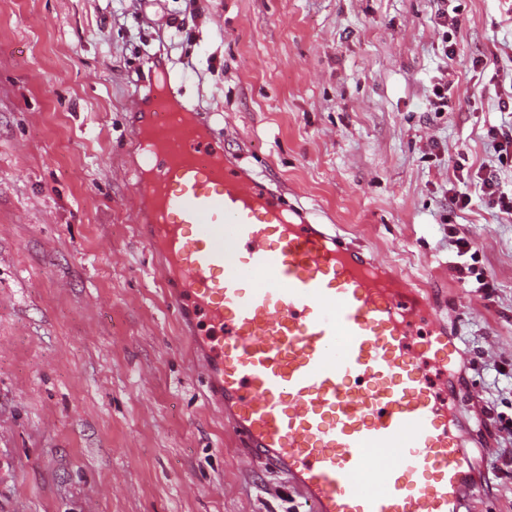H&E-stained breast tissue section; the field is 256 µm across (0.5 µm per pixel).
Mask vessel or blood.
<instances>
[{"label": "vessel or blood", "instance_id": "b4317fda", "mask_svg": "<svg viewBox=\"0 0 512 512\" xmlns=\"http://www.w3.org/2000/svg\"><path fill=\"white\" fill-rule=\"evenodd\" d=\"M136 91V219L190 311L212 400L311 512H475L455 395L462 352L403 275L288 201L227 151L203 113Z\"/></svg>", "mask_w": 512, "mask_h": 512}]
</instances>
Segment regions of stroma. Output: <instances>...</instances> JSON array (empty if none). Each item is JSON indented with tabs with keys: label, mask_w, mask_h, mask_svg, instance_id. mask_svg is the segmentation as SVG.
I'll use <instances>...</instances> for the list:
<instances>
[{
	"label": "stroma",
	"mask_w": 512,
	"mask_h": 512,
	"mask_svg": "<svg viewBox=\"0 0 512 512\" xmlns=\"http://www.w3.org/2000/svg\"><path fill=\"white\" fill-rule=\"evenodd\" d=\"M447 4L445 37L439 0H0V512H310L215 411L138 234L160 50L227 149L435 301L478 512H512V215L477 178L512 120V0Z\"/></svg>",
	"instance_id": "stroma-1"
}]
</instances>
